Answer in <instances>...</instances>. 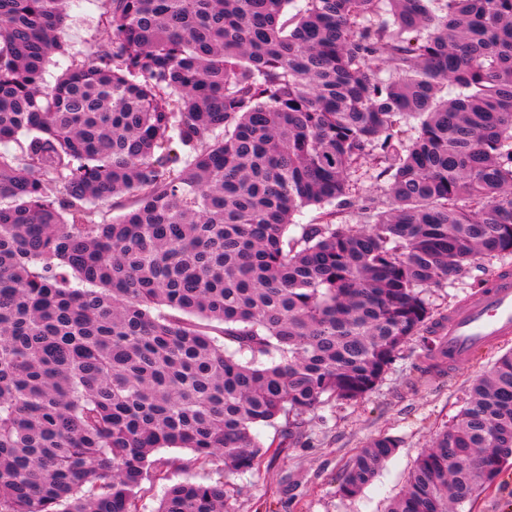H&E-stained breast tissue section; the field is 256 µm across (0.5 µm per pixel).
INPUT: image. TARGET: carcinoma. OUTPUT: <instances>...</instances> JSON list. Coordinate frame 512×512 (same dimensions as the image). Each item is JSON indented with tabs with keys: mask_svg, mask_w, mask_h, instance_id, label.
Here are the masks:
<instances>
[{
	"mask_svg": "<svg viewBox=\"0 0 512 512\" xmlns=\"http://www.w3.org/2000/svg\"><path fill=\"white\" fill-rule=\"evenodd\" d=\"M106 2L46 89L67 0H0V143L26 134L0 153V512H139L161 448L253 468L254 427L299 438L419 336L428 377L425 290L512 253V0ZM366 177L388 203L356 228ZM397 448L369 439L340 491ZM511 459L508 351L389 512H456ZM156 512H228L227 484Z\"/></svg>",
	"mask_w": 512,
	"mask_h": 512,
	"instance_id": "1",
	"label": "carcinoma"
}]
</instances>
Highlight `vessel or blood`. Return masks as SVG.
Masks as SVG:
<instances>
[{"mask_svg":"<svg viewBox=\"0 0 512 512\" xmlns=\"http://www.w3.org/2000/svg\"><path fill=\"white\" fill-rule=\"evenodd\" d=\"M435 331L451 368L511 340L512 267L498 270L477 297L451 310Z\"/></svg>","mask_w":512,"mask_h":512,"instance_id":"1","label":"vessel or blood"}]
</instances>
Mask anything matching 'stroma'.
Wrapping results in <instances>:
<instances>
[{
	"label": "stroma",
	"mask_w": 512,
	"mask_h": 512,
	"mask_svg": "<svg viewBox=\"0 0 512 512\" xmlns=\"http://www.w3.org/2000/svg\"><path fill=\"white\" fill-rule=\"evenodd\" d=\"M105 9V0H69L61 33L64 50L47 60L44 87H53L72 60L86 59L106 39ZM505 263L512 264V255L479 260L468 273L428 289L426 296L437 312L447 313ZM508 350L512 340L462 366L454 378H435L418 386L413 368L420 361L421 346L411 342L364 399L348 403L327 399L304 414L298 443L281 447L288 431L281 418L254 430L269 447L258 466L223 477L209 468L195 471L194 476L204 482L225 478L231 512H386L435 434L457 419L474 380L491 367L499 352ZM380 434L399 440L396 453L360 494L342 495L340 481L347 464L367 439Z\"/></svg>",
	"instance_id": "obj_1"
}]
</instances>
